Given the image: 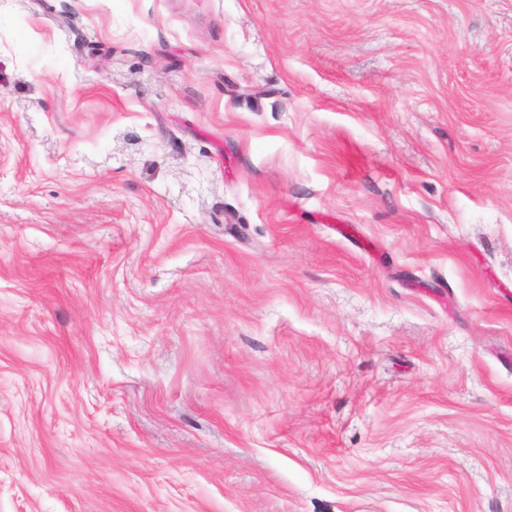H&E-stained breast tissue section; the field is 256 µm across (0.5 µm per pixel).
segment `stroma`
<instances>
[{
  "mask_svg": "<svg viewBox=\"0 0 512 512\" xmlns=\"http://www.w3.org/2000/svg\"><path fill=\"white\" fill-rule=\"evenodd\" d=\"M0 512H512V0H0Z\"/></svg>",
  "mask_w": 512,
  "mask_h": 512,
  "instance_id": "obj_1",
  "label": "stroma"
}]
</instances>
